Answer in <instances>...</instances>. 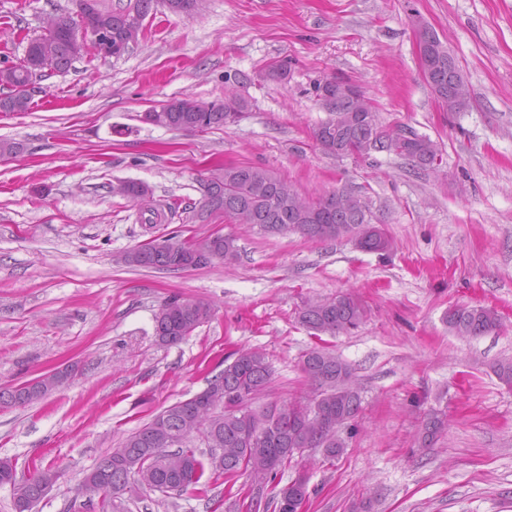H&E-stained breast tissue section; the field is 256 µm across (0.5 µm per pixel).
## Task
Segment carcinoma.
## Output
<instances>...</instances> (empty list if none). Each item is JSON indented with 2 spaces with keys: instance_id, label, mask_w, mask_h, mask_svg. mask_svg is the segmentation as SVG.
Returning a JSON list of instances; mask_svg holds the SVG:
<instances>
[{
  "instance_id": "cac0c4a2",
  "label": "carcinoma",
  "mask_w": 512,
  "mask_h": 512,
  "mask_svg": "<svg viewBox=\"0 0 512 512\" xmlns=\"http://www.w3.org/2000/svg\"><path fill=\"white\" fill-rule=\"evenodd\" d=\"M94 24H112V34L123 33L128 22L126 7L114 10L96 8ZM420 36L429 38L439 48L443 62L450 70H441L426 78L436 100L448 112H464L471 104L468 84L464 80L446 43L427 25ZM43 72H64L74 61L91 51L94 44L77 46L54 33L40 36ZM338 96L328 109L330 116L313 128L314 140L328 130L336 141V149L326 152L337 156H366L373 150L393 152L415 165H433L439 156L438 145L429 137L413 132L385 133L377 121L364 123L358 118L360 104L349 95L343 78L333 76ZM31 70L27 60L14 65L11 75L0 76V86L8 92L0 95V112H12L31 105ZM161 126L183 132L203 131L224 125V105L202 104L190 98L171 99L163 106ZM205 205L224 212L237 224L253 225L266 233L294 231L315 242L343 237H364L362 250L382 253L390 249L391 240L384 228L365 223L369 205L359 195L338 188L315 196L299 194L288 181L269 170L254 165H229L211 173L206 188ZM166 243V250L156 245ZM155 251L145 261L133 266L166 271L202 268L214 260L231 262L238 249L235 239L221 234L199 241L180 240L175 236L154 239L138 246ZM206 253L204 260L193 261L197 251ZM159 313L172 314L173 321L184 330L171 337L156 335L165 346L181 343L211 313L210 306L200 301H187L179 296L167 299ZM362 301L349 292L331 298L310 300L300 308L298 322L314 335L336 336L357 328L366 318ZM448 328L459 336L477 338L496 331L500 318L492 308L456 306L448 308ZM303 370L313 385L312 395L285 403L252 407V401L270 382L271 368L259 350H244L224 367L210 386L212 411L204 420L175 403L127 436L122 446L101 456L84 480L92 482L103 494L101 512H130L125 495L141 489L181 492L190 487L206 486L220 476L233 478L247 472L258 480V490L275 480L277 473L267 468L272 449L277 448L281 463L290 464L304 448H319L323 457L332 461L347 448L340 435L342 428L357 418L362 396L355 386L351 366L325 348H314L303 355ZM319 411L332 413L331 419L317 423ZM448 428L447 414L431 410L423 417L418 430V447L430 448ZM193 436L208 439V450L196 455L186 447ZM58 474L48 468L28 480L13 483L14 499L35 494L40 488L50 489Z\"/></svg>"
}]
</instances>
